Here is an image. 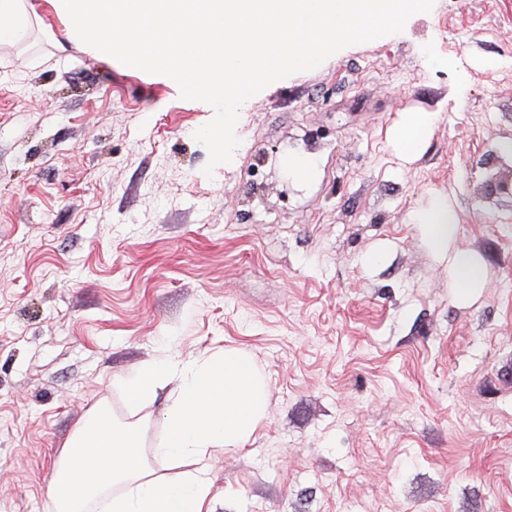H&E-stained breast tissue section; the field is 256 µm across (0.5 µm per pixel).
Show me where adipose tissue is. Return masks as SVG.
Returning <instances> with one entry per match:
<instances>
[{
    "label": "adipose tissue",
    "mask_w": 512,
    "mask_h": 512,
    "mask_svg": "<svg viewBox=\"0 0 512 512\" xmlns=\"http://www.w3.org/2000/svg\"><path fill=\"white\" fill-rule=\"evenodd\" d=\"M35 17L27 0H0V43L19 41ZM416 224L435 253L447 259L460 297L483 288L486 271L481 257L450 247L458 219L446 196L436 195L417 214ZM140 447L135 431L114 425L109 417L85 425L68 443L62 467L50 482L48 495L56 512H85L91 502L98 512H204L209 479L195 473L177 483H158L149 478ZM117 484L123 487L118 494L113 491Z\"/></svg>",
    "instance_id": "ef3b65f1"
}]
</instances>
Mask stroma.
<instances>
[{"label": "stroma", "mask_w": 512, "mask_h": 512, "mask_svg": "<svg viewBox=\"0 0 512 512\" xmlns=\"http://www.w3.org/2000/svg\"><path fill=\"white\" fill-rule=\"evenodd\" d=\"M34 2L0 44V512H55L95 409L139 430L152 478L195 470L154 454L173 387L132 407L121 380L227 350L267 405L207 459L210 512H512V198L482 199L512 145V0H434L269 85L209 176L208 105ZM412 111L435 119L409 160L391 133ZM438 193L486 265L467 303L413 222ZM288 170L298 179L311 180L316 175V160L314 157H302L296 154H288L285 160Z\"/></svg>", "instance_id": "35a3bbf8"}]
</instances>
